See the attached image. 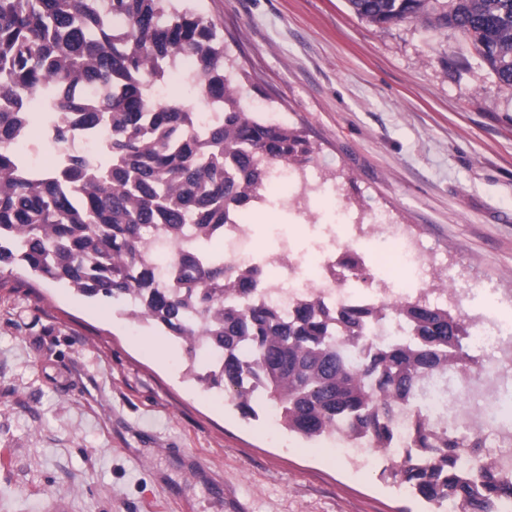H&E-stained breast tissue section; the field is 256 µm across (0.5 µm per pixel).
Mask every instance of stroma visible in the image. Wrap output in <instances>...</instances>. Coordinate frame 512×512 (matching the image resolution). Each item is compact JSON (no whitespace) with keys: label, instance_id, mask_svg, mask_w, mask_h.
<instances>
[{"label":"stroma","instance_id":"obj_1","mask_svg":"<svg viewBox=\"0 0 512 512\" xmlns=\"http://www.w3.org/2000/svg\"><path fill=\"white\" fill-rule=\"evenodd\" d=\"M242 101L291 127L327 178L311 210L398 224L451 267L470 304L512 320V86L448 27L384 26L346 0H192ZM243 252L305 247L287 193L250 214ZM182 341L117 303L0 268V512H420L381 458L244 420L190 374Z\"/></svg>","mask_w":512,"mask_h":512}]
</instances>
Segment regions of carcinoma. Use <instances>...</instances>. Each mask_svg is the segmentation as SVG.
<instances>
[{
  "label": "carcinoma",
  "mask_w": 512,
  "mask_h": 512,
  "mask_svg": "<svg viewBox=\"0 0 512 512\" xmlns=\"http://www.w3.org/2000/svg\"><path fill=\"white\" fill-rule=\"evenodd\" d=\"M376 25L427 17L468 41L496 80L512 86V0H347ZM180 56L193 60V85L224 106L203 138L189 135L195 113L176 95L153 100L145 88ZM214 22L172 0H0V266L19 264L65 282L81 295L128 305L186 345L214 337L224 373L205 378L232 394L245 417L257 416L246 384L261 382L281 409L288 430L306 438L327 434L337 420L353 432L390 444V416L398 400L413 398L425 374L472 363L468 327L458 315L420 304L400 311L421 338L416 349L375 346L361 365L341 357L336 332L312 306L288 319L270 308L242 307L249 284L222 267L198 263L188 245L173 256L177 274L165 287L144 257L155 224H222L266 189L271 167L303 166L312 148L295 130L260 121L228 84ZM87 84L103 96L88 99ZM87 125L112 126V162L97 167L75 158L63 170L25 178L13 149L18 128L38 132L49 113ZM366 312L338 315L343 335L362 339ZM467 432L433 438L428 420L412 436L426 460L398 463L395 481L448 512H497L512 500V482L483 466L461 475Z\"/></svg>",
  "instance_id": "obj_1"
}]
</instances>
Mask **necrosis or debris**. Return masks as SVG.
<instances>
[{
  "label": "necrosis or debris",
  "instance_id": "necrosis-or-debris-1",
  "mask_svg": "<svg viewBox=\"0 0 512 512\" xmlns=\"http://www.w3.org/2000/svg\"><path fill=\"white\" fill-rule=\"evenodd\" d=\"M56 128V123H49L43 136L51 150L53 167H65L76 155L98 163L110 153L108 126L87 127L68 121L64 124L66 137L61 141L56 138ZM272 180L291 188L290 203L301 214L308 210L310 195L325 188L318 173L294 166L274 171ZM344 217L341 209L322 217L316 226L317 238L302 251L279 248L245 258L231 250L232 245L247 240L251 234L250 225L243 222L242 210L231 211L227 223L216 227L194 225L179 231L162 224L153 228L147 238L146 258L155 267L159 281H167L173 252L182 241H189L203 260L226 266L250 282L246 304L270 307L288 317L307 304H320L335 313L361 307L369 312L368 335L384 346L418 345L416 330L400 316L407 304L439 307L453 315L461 313L471 297L470 290L453 282L443 288L429 287L436 259L421 241L396 224H348ZM366 236L393 239L398 246V260L413 270L417 287H391L387 276L372 268L358 245ZM216 241L229 245L227 255L213 251ZM470 329L468 346L475 353L473 366L455 370L448 386L439 377H422L414 400L403 402L393 416L390 446H383L370 435L351 437L345 422L331 425V436L343 445L354 465L377 454L404 459L419 419H436L441 432L469 430L481 417L483 406L488 405L498 420L494 431L499 449L491 454L479 446L469 449L468 456L494 469L500 479L512 482V388L505 384L512 374V333H495L492 324L476 318L471 319Z\"/></svg>",
  "mask_w": 512,
  "mask_h": 512
}]
</instances>
